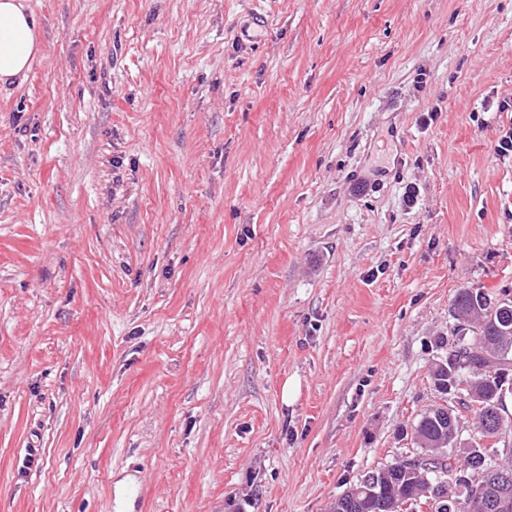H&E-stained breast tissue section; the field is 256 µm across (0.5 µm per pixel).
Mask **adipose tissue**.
<instances>
[{
  "label": "adipose tissue",
  "instance_id": "1",
  "mask_svg": "<svg viewBox=\"0 0 512 512\" xmlns=\"http://www.w3.org/2000/svg\"><path fill=\"white\" fill-rule=\"evenodd\" d=\"M38 52L37 29L23 0H0V84L24 79Z\"/></svg>",
  "mask_w": 512,
  "mask_h": 512
}]
</instances>
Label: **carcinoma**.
<instances>
[{
    "mask_svg": "<svg viewBox=\"0 0 512 512\" xmlns=\"http://www.w3.org/2000/svg\"><path fill=\"white\" fill-rule=\"evenodd\" d=\"M455 320L470 326L467 336L441 341L445 353L431 370L434 386L458 381L464 392L485 403L475 413L480 438L512 432L501 375L512 372V296L494 302L463 288L452 303ZM412 451L395 462L363 474L336 499L332 512H420L419 505L439 499L430 512H512V448L500 461L461 439L458 409L445 403L423 412L413 427Z\"/></svg>",
    "mask_w": 512,
    "mask_h": 512,
    "instance_id": "carcinoma-1",
    "label": "carcinoma"
}]
</instances>
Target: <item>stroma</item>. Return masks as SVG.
<instances>
[{
  "label": "stroma",
  "mask_w": 512,
  "mask_h": 512,
  "mask_svg": "<svg viewBox=\"0 0 512 512\" xmlns=\"http://www.w3.org/2000/svg\"><path fill=\"white\" fill-rule=\"evenodd\" d=\"M27 5L0 512H330L437 404L458 288L512 290V0Z\"/></svg>",
  "instance_id": "35a3bbf8"
}]
</instances>
